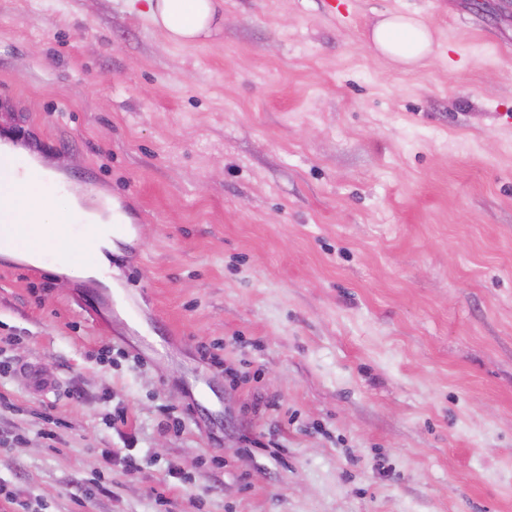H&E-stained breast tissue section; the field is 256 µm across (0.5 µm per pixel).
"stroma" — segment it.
Here are the masks:
<instances>
[{
    "instance_id": "obj_1",
    "label": "stroma",
    "mask_w": 512,
    "mask_h": 512,
    "mask_svg": "<svg viewBox=\"0 0 512 512\" xmlns=\"http://www.w3.org/2000/svg\"><path fill=\"white\" fill-rule=\"evenodd\" d=\"M217 2L0 0V138L130 213L99 307L0 256V512H512V0ZM153 23L174 42L208 35L216 19L214 0H147ZM375 49L394 67H414L433 52V34L419 16L391 14L372 30Z\"/></svg>"
}]
</instances>
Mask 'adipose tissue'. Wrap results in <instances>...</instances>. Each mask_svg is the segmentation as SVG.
<instances>
[{
	"mask_svg": "<svg viewBox=\"0 0 512 512\" xmlns=\"http://www.w3.org/2000/svg\"><path fill=\"white\" fill-rule=\"evenodd\" d=\"M153 23L174 42L188 43L210 33L216 19L214 0H148ZM371 41L391 65L413 67L433 51V34L429 25L418 16L392 14L372 30ZM45 183L40 178L5 187L0 197L11 208L13 225L35 228V238L27 240V250L39 255L53 250L56 255L52 270L75 277H107L110 259L105 252L106 227L87 226L83 235L66 239L48 220V209L42 198Z\"/></svg>",
	"mask_w": 512,
	"mask_h": 512,
	"instance_id": "ef3b65f1",
	"label": "adipose tissue"
}]
</instances>
